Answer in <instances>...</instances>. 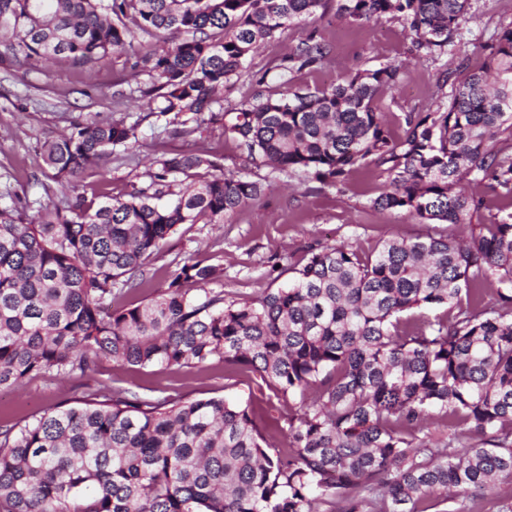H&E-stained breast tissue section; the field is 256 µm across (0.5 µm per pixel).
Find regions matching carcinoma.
I'll use <instances>...</instances> for the list:
<instances>
[{
  "instance_id": "cac0c4a2",
  "label": "carcinoma",
  "mask_w": 512,
  "mask_h": 512,
  "mask_svg": "<svg viewBox=\"0 0 512 512\" xmlns=\"http://www.w3.org/2000/svg\"><path fill=\"white\" fill-rule=\"evenodd\" d=\"M332 9L362 27L398 20L434 62L470 20V0H0V61L87 64L139 33L161 38L141 48L149 112L174 114L186 134L222 121L243 153L239 176L214 173L206 153L163 154L147 184L119 197L78 193L34 215L0 205V389L90 378L110 357L141 368L218 361L300 398L282 448L247 405L89 385L72 405L0 425V512H420L425 499L456 503L512 482V212L497 205L512 206V25L485 46L484 65L443 72L451 96L403 113L397 135L380 104L399 64L291 87L330 55L313 33L238 111H223L224 84L262 44ZM138 128L75 123L43 142V161L68 183ZM263 166L338 192L374 169L387 191L371 209L469 234L384 239L370 255L312 246L287 286L253 302L212 287L221 265L188 257L145 301L123 303L150 287V260L181 225L224 224L264 196L248 177ZM424 307L443 313L411 317ZM434 413L491 435L489 447L423 431Z\"/></svg>"
}]
</instances>
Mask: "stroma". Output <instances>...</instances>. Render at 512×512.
Here are the masks:
<instances>
[{
	"mask_svg": "<svg viewBox=\"0 0 512 512\" xmlns=\"http://www.w3.org/2000/svg\"><path fill=\"white\" fill-rule=\"evenodd\" d=\"M471 5L473 17L453 51L435 62L411 56L410 38L397 20L362 28L329 15L288 29L279 40L263 45L254 54L251 69H266L305 34L319 30L332 46L330 58L321 68L295 74L293 87L314 89L341 82L355 67L400 63L403 79L386 109L389 122L395 125L402 113L426 109L441 94L451 93V86L439 84L444 70L463 60L472 67L482 66V45L512 23V0H471ZM140 61V47L135 44L85 65L46 67L32 60L0 64V203L60 204L75 190L93 200L105 192L120 196L131 186L146 183L149 158L162 153L205 150L216 156L224 173L241 169L237 144L225 135L222 125H204L185 135L180 125L149 114L135 83L128 80ZM120 120L139 121L138 142L118 148L100 168L82 173L71 183L51 180L40 151L45 140L68 133L76 122ZM383 189L382 179L367 171L353 174L340 193L298 177L274 179L258 202L241 209L223 228L184 225L150 262L152 285L161 287L178 261L193 256L223 267L220 286L226 295L252 301L273 283L288 284L290 266L316 242L349 244L367 253L389 237L462 234L459 226L421 224L404 212L369 209V199ZM273 255L283 267L276 282L267 275V260ZM96 380L191 399L223 397L252 403L270 426L268 439L278 444L285 443L288 414L297 407L296 402L278 399L258 374L220 365L202 370L139 368L105 358ZM84 390L80 380L48 375L30 378L14 390H0V425L72 402Z\"/></svg>",
	"mask_w": 512,
	"mask_h": 512,
	"instance_id": "1",
	"label": "stroma"
}]
</instances>
